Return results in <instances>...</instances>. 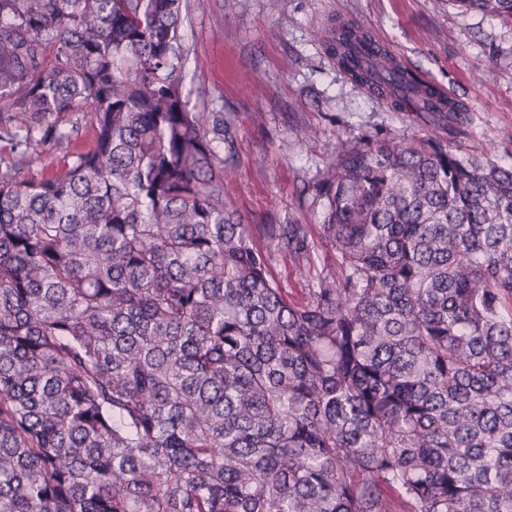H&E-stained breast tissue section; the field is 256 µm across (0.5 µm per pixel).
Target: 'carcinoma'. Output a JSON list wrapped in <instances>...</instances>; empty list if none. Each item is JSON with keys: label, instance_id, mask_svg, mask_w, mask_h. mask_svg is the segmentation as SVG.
Listing matches in <instances>:
<instances>
[{"label": "carcinoma", "instance_id": "obj_1", "mask_svg": "<svg viewBox=\"0 0 512 512\" xmlns=\"http://www.w3.org/2000/svg\"><path fill=\"white\" fill-rule=\"evenodd\" d=\"M186 19L0 0V512H512V165L361 134L317 231L246 224ZM327 49L395 110L467 111L352 22ZM258 233L336 271L293 301Z\"/></svg>", "mask_w": 512, "mask_h": 512}]
</instances>
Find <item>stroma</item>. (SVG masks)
Returning a JSON list of instances; mask_svg holds the SVG:
<instances>
[{"label":"stroma","instance_id":"1","mask_svg":"<svg viewBox=\"0 0 512 512\" xmlns=\"http://www.w3.org/2000/svg\"><path fill=\"white\" fill-rule=\"evenodd\" d=\"M369 30L467 107L463 132L398 112L326 51L337 19ZM185 79L223 113L225 193L248 224L321 222L317 183L342 143L363 133L454 139L512 163V23L450 0H203L185 25Z\"/></svg>","mask_w":512,"mask_h":512}]
</instances>
